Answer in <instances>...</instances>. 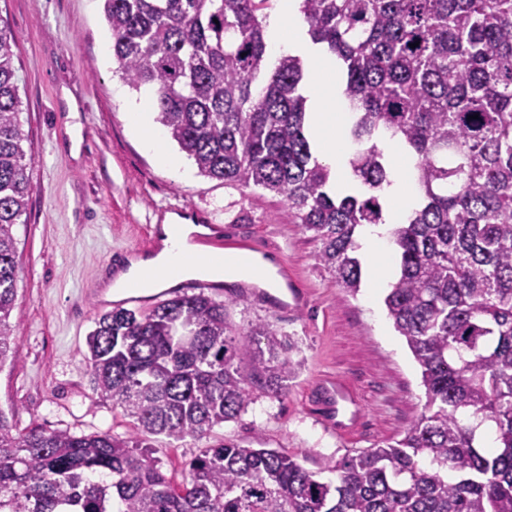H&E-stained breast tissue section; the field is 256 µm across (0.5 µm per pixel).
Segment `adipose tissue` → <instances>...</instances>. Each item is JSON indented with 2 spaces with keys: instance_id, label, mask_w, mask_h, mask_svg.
Here are the masks:
<instances>
[{
  "instance_id": "adipose-tissue-1",
  "label": "adipose tissue",
  "mask_w": 512,
  "mask_h": 512,
  "mask_svg": "<svg viewBox=\"0 0 512 512\" xmlns=\"http://www.w3.org/2000/svg\"><path fill=\"white\" fill-rule=\"evenodd\" d=\"M300 0H279L275 14L267 21L265 33L271 59L301 49V37L297 25ZM311 63L319 79V85L310 95V130L317 142L319 155L336 174L340 187H349L352 146H341L342 129L353 121L352 112L338 114L327 111L326 106L343 98V88L336 81V64L331 55L315 54ZM153 103L143 99L131 108L127 122L131 130L143 132L144 146L153 152L158 164L174 176L187 179L190 171L166 147L165 132L152 125L150 115ZM394 163L390 168L388 184L383 193L391 205L390 221L386 224L365 225L359 243L371 255L384 256L395 248L390 234L392 226L404 223L408 213L415 209L420 198L413 180V163L404 146L391 142ZM196 230L192 224L164 222L161 227L163 249L155 255L131 259L126 270L118 274L112 289L116 292L139 290L156 291L186 279L208 278L235 281L262 278L269 285H276L274 264L258 253H215L203 259L193 258V243L189 238Z\"/></svg>"
}]
</instances>
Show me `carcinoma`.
<instances>
[{
	"mask_svg": "<svg viewBox=\"0 0 512 512\" xmlns=\"http://www.w3.org/2000/svg\"><path fill=\"white\" fill-rule=\"evenodd\" d=\"M269 2L104 0L112 55L200 175L283 197L353 295L356 229L383 223L376 134L417 158L423 203L393 232L400 275L384 303L421 368L424 411L401 438L343 457L334 483L257 439L203 449L176 488L148 438H202L254 391L285 393L294 343L269 322L234 325L203 293L116 307L87 338V369L133 433L20 428L0 411V512H512V0H300L357 111L364 195L330 191L306 135L303 61L267 60ZM14 45L0 19V367L15 344L13 226L32 192Z\"/></svg>",
	"mask_w": 512,
	"mask_h": 512,
	"instance_id": "carcinoma-1",
	"label": "carcinoma"
}]
</instances>
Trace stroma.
I'll return each instance as SVG.
<instances>
[{
    "label": "stroma",
    "instance_id": "stroma-1",
    "mask_svg": "<svg viewBox=\"0 0 512 512\" xmlns=\"http://www.w3.org/2000/svg\"><path fill=\"white\" fill-rule=\"evenodd\" d=\"M0 19L16 38L19 120L34 187L14 229L16 344L0 370V409L22 428L35 422L129 436L130 418L94 393L86 367L88 334L119 302L104 286L105 268L130 255L161 222L162 208L192 205L224 227L204 253L261 252L287 270L301 296L289 314L275 300L259 304L230 288L214 298L229 301L238 326L267 321L291 336L299 368L285 394L254 392L238 420L207 437H152L163 472L182 483L201 449L258 438L332 480L343 456L401 437L424 408L421 368L387 315L385 289L371 280L374 257L363 256L361 288L349 294L318 267L315 243L281 196L198 174L180 180L160 167L128 127L141 95L122 83L103 0H0ZM336 376L354 386L364 415L345 432L317 408L320 382Z\"/></svg>",
    "mask_w": 512,
    "mask_h": 512
}]
</instances>
